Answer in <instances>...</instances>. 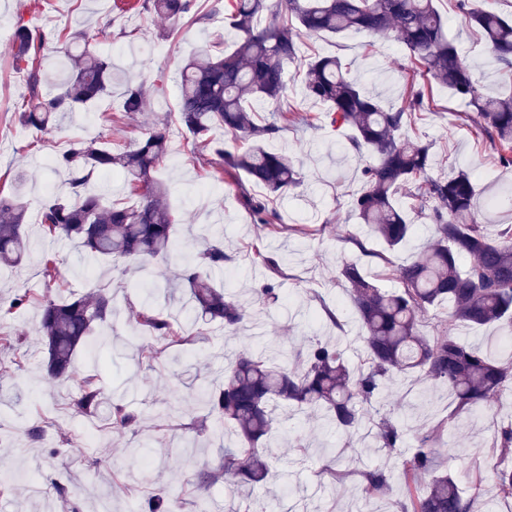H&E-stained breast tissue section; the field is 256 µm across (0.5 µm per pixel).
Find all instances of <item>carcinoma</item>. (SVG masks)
Masks as SVG:
<instances>
[{
  "instance_id": "cac0c4a2",
  "label": "carcinoma",
  "mask_w": 512,
  "mask_h": 512,
  "mask_svg": "<svg viewBox=\"0 0 512 512\" xmlns=\"http://www.w3.org/2000/svg\"><path fill=\"white\" fill-rule=\"evenodd\" d=\"M194 0H133L129 8L174 23L189 15ZM469 22L481 33L499 64L512 70V20L463 3ZM224 15L238 32L235 48L224 50L218 41L178 73L181 126L193 145L212 151L224 173L243 174L268 195L281 196L301 185L303 176L283 152L267 148L288 122L304 118L278 110L288 92V65L299 61L303 35L350 31L368 37H394L409 60L419 63L436 82L448 86L477 114L479 133L492 143L503 164H512V97L483 92L471 67L448 38L445 20L434 0H229ZM265 18V24L258 19ZM65 58L66 78L56 92L45 94L42 60L47 55ZM12 67L27 73L29 96L19 121L39 129L57 118L76 112L96 100L112 96V61L96 53L77 34L45 37L23 23L16 26ZM303 90L307 97L329 106L326 119L351 130L345 151L369 156L362 168L363 183L351 198V210L382 241L386 250L401 249L412 237L414 224L407 219L397 194L419 202V214L429 224L427 244L391 275L400 288L387 291L367 276L359 263L345 261L337 279L347 292L345 308L360 323L364 358L350 367L343 350L329 339H314L305 350L241 351L224 368V386L199 393L208 416L233 426L239 444L224 448L217 467L196 471L199 485L221 480L237 486L261 482L271 463L262 448L276 432L288 434L277 407L296 405L329 414L328 426L351 437L374 420V447L394 453L409 431L404 419H374L373 401L384 384L398 383L418 372L428 381L448 388L460 418L492 411V403L512 389V356L461 343L450 332L427 337L419 332V317L442 303L451 312L448 325L464 321L475 326L512 322V224L487 232L478 218L477 190L465 170L447 177L430 174L431 146L403 138L410 112L385 108L381 100L363 91L339 58L316 55L306 62ZM265 101L268 114L257 121L249 102ZM150 106L148 90L130 85L122 103L125 116ZM219 124L224 132L250 143L242 151L227 152L212 146L208 134ZM168 131L150 129L134 144L112 148L98 139H72L52 157V172L67 175L68 192L47 199L38 223L51 237H65L87 255L123 258L136 263L145 276L154 277L151 260L175 248V215L166 202V189L153 173L168 153ZM119 169L138 192L139 202H105L104 194L89 188L95 173ZM244 202L267 234L277 235L286 226L265 200L242 190ZM26 204L18 195L0 196V265L21 264L29 247L24 224ZM204 246L184 258L178 276L188 288L197 332L219 321L235 334L254 316L280 300V260L261 245L253 246L254 260L272 276L257 296L241 301L227 287H217L215 274L232 262L221 239L203 237ZM59 260L46 256L41 274L44 290L36 297L23 290L4 313L11 314L35 298L40 302L39 333L46 353L44 369L53 379L66 376L77 349L95 330L116 314L118 304L110 292L99 291L65 300L55 297ZM146 292L135 323L168 341L184 346L191 337L156 312ZM105 392L97 381L83 382L69 403L76 415L97 413ZM141 417L121 400L112 401L108 422L113 429L137 425ZM437 428L414 430L416 450L401 458L400 476L406 493L398 512H491L501 498L512 499V422L493 431L494 494L478 504L461 494L451 475L438 472L433 442ZM362 491L383 496L390 492L394 474L384 467L360 472ZM173 501L159 494L141 506L142 512H172Z\"/></svg>"
}]
</instances>
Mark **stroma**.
<instances>
[{
    "instance_id": "stroma-1",
    "label": "stroma",
    "mask_w": 512,
    "mask_h": 512,
    "mask_svg": "<svg viewBox=\"0 0 512 512\" xmlns=\"http://www.w3.org/2000/svg\"><path fill=\"white\" fill-rule=\"evenodd\" d=\"M437 6L447 20L449 39L473 65L481 85L491 94H511L512 80L505 77L457 0H437ZM1 16L7 17L10 26L21 20L48 36L83 33L91 48L111 59L114 69L111 97L65 115L57 127L28 128L18 119L28 91L23 75L10 67L12 31L9 26L0 32V191L19 194L30 212V253L25 266H0V309L9 305L17 287L33 293L41 288L42 258L54 253L61 261L60 279L65 284L61 298L107 288L122 311L101 326L104 346L94 353L85 346L77 351L74 376L67 382L47 378L42 370L37 304L0 316V336L24 338L20 352L0 350V477L14 470L25 475L11 492L0 494V512H42L47 506L53 512H69L54 491L58 481L67 485L82 512H95L103 497L111 500L112 512H140L141 504L163 488L180 496L181 512H219L226 505L241 506L246 498L273 503L275 512H294L301 502L307 512H352L355 499L361 497L371 512H397L402 482H395L387 496L366 498L357 478L358 471L369 467H394L395 458L374 452L361 437H341L297 408L288 411V429L308 444L305 460H298L291 444L282 442L267 451L276 476L249 491L219 483L201 494L193 485L196 470L214 466L225 447L237 442L230 426L213 420L206 432L198 434L190 428L194 419L203 416L197 402L200 389L222 387L227 355L272 343L298 349L318 336L339 343L349 364H358L362 331L356 319L344 316L338 328L320 317L324 308L336 310L345 303L346 290L336 279L338 265L345 259L358 261L381 287L398 286L375 257L382 243L370 238L366 227L350 213V196L360 187L359 161L344 152L345 133L326 120L327 104L303 94L297 65L288 68V95L280 107L311 116L312 121L291 127L272 146L293 157L304 181L276 200L289 229L270 237L245 207L240 179L192 154L191 136L176 122L178 72L212 42L223 41L229 49L237 40L223 15L176 25L126 9L122 0H0ZM301 53L339 57L365 91L380 93L384 105L398 107L407 101L412 65L395 39L374 40L354 33L311 36L303 38ZM129 77L145 82L151 108L136 118L106 123L107 115L120 112L123 84ZM432 96L431 110L407 127L409 136L431 143L432 175L469 170L477 183V206L488 231L512 224V206L498 201L499 195L512 188V168L502 167L490 142L477 134L476 114L466 102L438 84ZM163 122L169 128V154L156 176L166 185L167 201L177 217L178 248L156 259L157 278H175L183 256L199 247L204 226L211 224L233 257L227 282L233 291L245 293L260 288L269 277L267 269L254 263L251 250L253 244H263L268 252L281 256L283 263L282 305L263 316L262 335H254L248 326L230 336L212 325L190 346L163 348L159 338L134 325L133 315L143 295L135 268L123 273L113 270L108 260L89 257L76 243L50 238L39 229L36 214L47 198L45 186L63 181L62 174L49 171L48 163L69 139L97 138L129 145L144 129ZM296 225L311 228V236L295 235L292 228ZM356 237L366 240L368 253L353 245ZM448 312L444 305L424 313L419 322L421 334L434 336L449 330L461 342L476 347L505 333L501 327L460 322L448 326ZM95 373L106 393L125 392L128 410L142 415L137 432L108 428L101 413L87 417L68 412L82 378ZM381 402L386 409L409 417L417 428L430 429L445 422L436 441L438 463L455 469L465 494L492 496L487 470L491 435L496 423L512 420V393H504L492 412L462 421L450 417L453 405L447 390L428 386L414 376L385 389ZM34 425L44 429L41 443L35 446L27 438L28 428ZM134 441L143 443L145 461L128 460L127 449ZM336 448L342 449L341 458L333 457ZM333 461L350 476L331 494L321 483L327 478L325 466ZM35 481L41 484L43 497L32 495L30 486Z\"/></svg>"
}]
</instances>
